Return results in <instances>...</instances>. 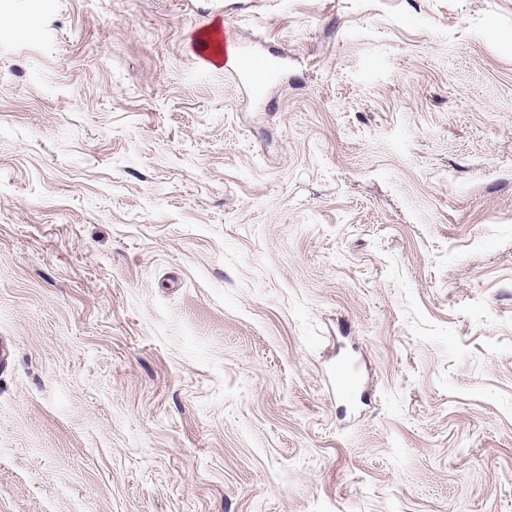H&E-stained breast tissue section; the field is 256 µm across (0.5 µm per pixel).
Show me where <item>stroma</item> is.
Masks as SVG:
<instances>
[{
    "label": "stroma",
    "mask_w": 512,
    "mask_h": 512,
    "mask_svg": "<svg viewBox=\"0 0 512 512\" xmlns=\"http://www.w3.org/2000/svg\"><path fill=\"white\" fill-rule=\"evenodd\" d=\"M212 2L0 0V512H512V0Z\"/></svg>",
    "instance_id": "stroma-1"
}]
</instances>
